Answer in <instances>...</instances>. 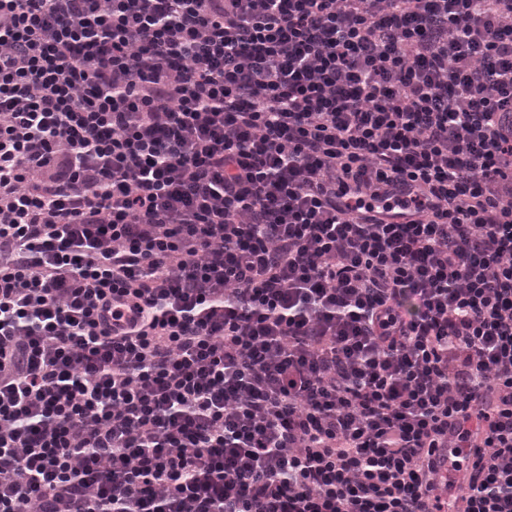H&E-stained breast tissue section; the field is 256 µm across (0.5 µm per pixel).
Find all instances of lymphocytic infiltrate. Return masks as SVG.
I'll return each instance as SVG.
<instances>
[{
  "label": "lymphocytic infiltrate",
  "instance_id": "f902f5d3",
  "mask_svg": "<svg viewBox=\"0 0 512 512\" xmlns=\"http://www.w3.org/2000/svg\"><path fill=\"white\" fill-rule=\"evenodd\" d=\"M512 512V0H0V512Z\"/></svg>",
  "mask_w": 512,
  "mask_h": 512
}]
</instances>
